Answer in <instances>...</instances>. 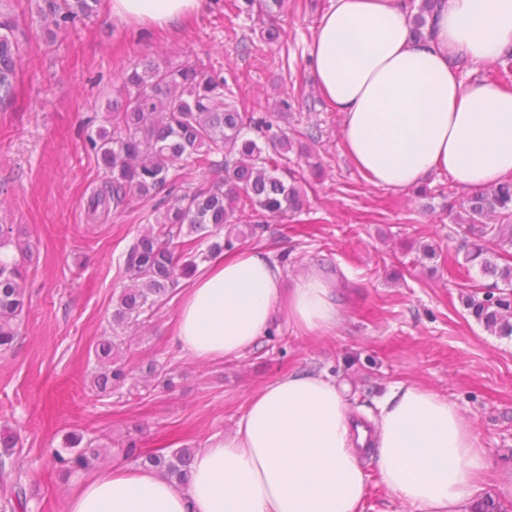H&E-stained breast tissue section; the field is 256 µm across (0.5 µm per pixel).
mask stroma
Here are the masks:
<instances>
[{"instance_id": "35a3bbf8", "label": "stroma", "mask_w": 512, "mask_h": 512, "mask_svg": "<svg viewBox=\"0 0 512 512\" xmlns=\"http://www.w3.org/2000/svg\"><path fill=\"white\" fill-rule=\"evenodd\" d=\"M42 4L0 0L22 53L15 97L0 105V224L13 225L32 252L20 334L0 355V428L19 440L0 469V507L23 495L25 512H67L70 495L95 474L56 465L68 434L106 443L100 463L129 468L132 437L142 450L202 449L234 427L260 386L296 369L348 382L351 412L366 422L397 383L447 396L495 465L512 468V337L490 332L465 306L468 286L490 277L476 266L448 270L462 231L443 204L468 195L445 175L430 179L432 198L415 186H373L342 152L341 116L318 95L307 63L332 0H285L274 44L261 41L258 16L237 13L229 0H204L188 25L164 35L114 19L104 6L52 38L34 23ZM146 60L204 61L225 72L243 111L271 117L291 136L319 126V176L288 154L289 167L307 177L300 216L270 222L259 242L284 280L313 267L337 282L341 314L334 332L318 335L280 313L273 336L202 365L174 342L178 302L170 300L123 333V353L135 374L152 362L172 369L176 389L129 383L105 396L93 384L95 348L112 333L113 303L130 283L122 255L150 208L136 202L88 223L87 201L103 173L84 143L103 125L123 70ZM284 99L294 103L285 117Z\"/></svg>"}]
</instances>
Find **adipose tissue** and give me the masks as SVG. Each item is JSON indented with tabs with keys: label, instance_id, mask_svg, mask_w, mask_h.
<instances>
[{
	"label": "adipose tissue",
	"instance_id": "adipose-tissue-1",
	"mask_svg": "<svg viewBox=\"0 0 512 512\" xmlns=\"http://www.w3.org/2000/svg\"><path fill=\"white\" fill-rule=\"evenodd\" d=\"M411 0H333L309 51L311 73L342 117L341 146L377 187L448 175L460 190L512 178V91L477 72L512 50V0H439L426 33ZM201 0H110L113 18L167 30ZM304 333L339 321L335 283L315 269L284 283L261 246L220 255L182 293L176 344L202 361L237 357L277 311ZM349 387L297 369L251 395L233 429L197 453L190 482L112 467L85 482L68 512H363L371 460L381 483L416 512H471L491 481L512 497L472 426L447 397L389 388L373 435L353 418Z\"/></svg>",
	"mask_w": 512,
	"mask_h": 512
}]
</instances>
